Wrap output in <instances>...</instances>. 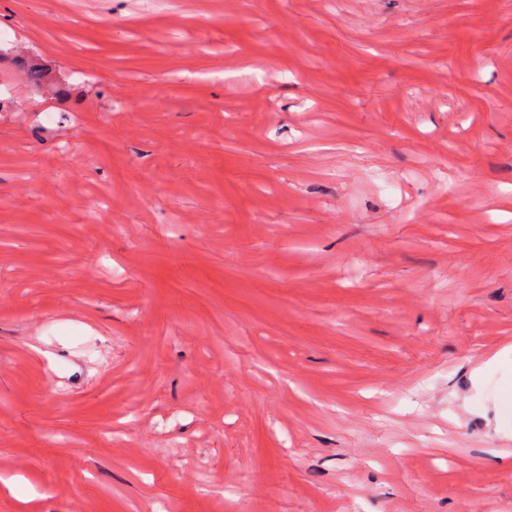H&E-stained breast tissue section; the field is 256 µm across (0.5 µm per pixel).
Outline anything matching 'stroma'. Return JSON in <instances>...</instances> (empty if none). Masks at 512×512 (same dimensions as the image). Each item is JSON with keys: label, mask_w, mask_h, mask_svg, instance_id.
<instances>
[{"label": "stroma", "mask_w": 512, "mask_h": 512, "mask_svg": "<svg viewBox=\"0 0 512 512\" xmlns=\"http://www.w3.org/2000/svg\"><path fill=\"white\" fill-rule=\"evenodd\" d=\"M0 512H512V0H0ZM15 56L24 58L26 61L12 73H22L27 79L28 86L37 93L51 92L55 99L66 98L69 87L61 78L59 72L40 55H26L16 53L12 50L1 49L0 62L2 59H12Z\"/></svg>", "instance_id": "1"}]
</instances>
